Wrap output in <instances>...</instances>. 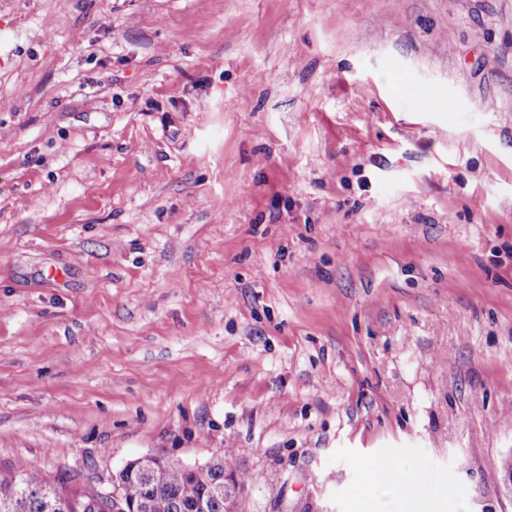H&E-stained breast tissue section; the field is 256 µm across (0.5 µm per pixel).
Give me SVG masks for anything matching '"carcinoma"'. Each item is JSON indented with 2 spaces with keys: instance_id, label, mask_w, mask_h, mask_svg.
I'll return each instance as SVG.
<instances>
[{
  "instance_id": "carcinoma-1",
  "label": "carcinoma",
  "mask_w": 512,
  "mask_h": 512,
  "mask_svg": "<svg viewBox=\"0 0 512 512\" xmlns=\"http://www.w3.org/2000/svg\"><path fill=\"white\" fill-rule=\"evenodd\" d=\"M146 469L131 464L121 473L128 493V512H224V498L236 500L244 477L233 457L189 467L174 460H153ZM71 476L50 479L20 463L0 473V512H106L101 490L92 484L73 487ZM218 488L225 495H214Z\"/></svg>"
}]
</instances>
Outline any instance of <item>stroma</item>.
I'll return each mask as SVG.
<instances>
[{
    "label": "stroma",
    "instance_id": "35a3bbf8",
    "mask_svg": "<svg viewBox=\"0 0 512 512\" xmlns=\"http://www.w3.org/2000/svg\"><path fill=\"white\" fill-rule=\"evenodd\" d=\"M228 451L512 512V0H0V472ZM382 472H387L391 475L387 479V483H391L395 486L400 485L401 496L403 499L416 501L422 497V495L419 494L418 483L408 481L407 477L405 476L404 470L398 466H395L393 469L389 470L382 469L379 467L374 468L370 474V478L375 488L385 483V481L381 477Z\"/></svg>",
    "mask_w": 512,
    "mask_h": 512
}]
</instances>
